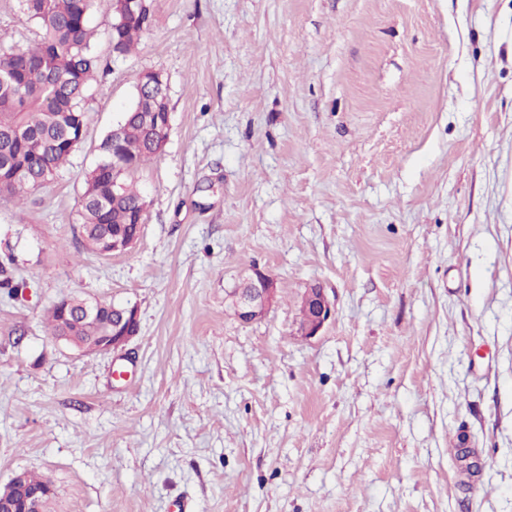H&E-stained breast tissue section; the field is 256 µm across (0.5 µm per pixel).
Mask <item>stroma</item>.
I'll return each instance as SVG.
<instances>
[{
	"mask_svg": "<svg viewBox=\"0 0 512 512\" xmlns=\"http://www.w3.org/2000/svg\"><path fill=\"white\" fill-rule=\"evenodd\" d=\"M104 70L55 180L0 196V485L50 512H512V0H154ZM0 33L40 30L0 0ZM170 131L134 179L129 252L82 242L78 201L140 72ZM277 283L260 320L227 295ZM334 316L311 339L299 305ZM66 294L137 306L123 349L46 322ZM482 463L468 475L454 450ZM311 308L309 318L298 329V335L311 339L320 333L334 315V308L321 288H313L307 293ZM23 479V471L17 472L11 480L19 481ZM8 481L6 484L0 486V502L15 503L20 500L22 496L23 487L39 488L44 486L48 480L43 477L36 476L30 472H26L24 481L21 484Z\"/></svg>",
	"mask_w": 512,
	"mask_h": 512,
	"instance_id": "stroma-1",
	"label": "stroma"
}]
</instances>
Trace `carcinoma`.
Wrapping results in <instances>:
<instances>
[{
    "instance_id": "obj_1",
    "label": "carcinoma",
    "mask_w": 512,
    "mask_h": 512,
    "mask_svg": "<svg viewBox=\"0 0 512 512\" xmlns=\"http://www.w3.org/2000/svg\"><path fill=\"white\" fill-rule=\"evenodd\" d=\"M23 13L41 28L39 42L27 48L4 45L0 35V169L18 167L37 159L42 165L6 175L0 192L19 200L53 181L60 166L76 147L70 144L68 125L73 114L87 116L84 107L89 82L102 68L92 40L94 30L81 22V10H90L93 0H20ZM118 24L114 51L127 55L146 29L129 21ZM157 154V147L144 130V110L134 107L126 114L120 156L115 165L95 167L86 176L79 199L85 246L99 252L106 232L132 234L139 225L141 192L132 174ZM122 183L117 195H107L112 178ZM74 305L65 320L52 306V335L68 336L74 345L90 351L95 341L112 328V313L96 319L82 313L86 299L67 295ZM47 480L30 472L18 484L0 486V502L20 500L23 488H39Z\"/></svg>"
}]
</instances>
